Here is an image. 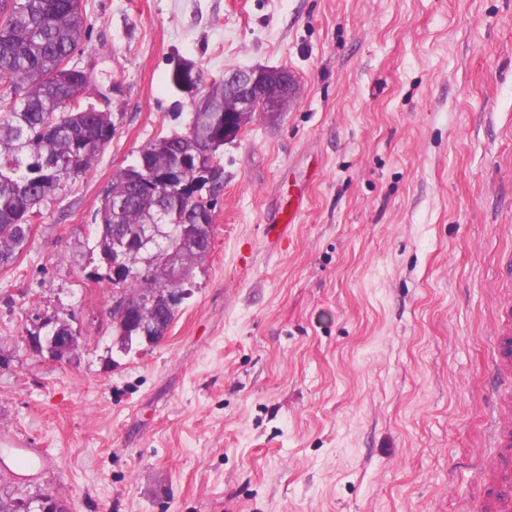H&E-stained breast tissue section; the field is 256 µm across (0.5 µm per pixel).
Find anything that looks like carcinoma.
<instances>
[{
    "mask_svg": "<svg viewBox=\"0 0 512 512\" xmlns=\"http://www.w3.org/2000/svg\"><path fill=\"white\" fill-rule=\"evenodd\" d=\"M89 26L82 0H0V266L14 262L27 245L26 228L40 207L63 186L83 175L112 140L111 114L82 109L74 100L62 109L72 89L58 80L65 60L84 45ZM224 80H216L195 103L183 132L163 136L142 148L135 165L149 172L175 171V181L147 186L120 169L97 210L98 247L107 267L124 260L116 284L129 291L146 331L112 328L121 349L133 338L161 341L175 314L167 297L182 292L196 265L209 252L215 203L203 204L189 188L207 168L221 169L218 143L231 113ZM124 201L114 209V201ZM193 231H188L186 225ZM156 229L157 244L125 250L123 234ZM157 288L166 290L156 307L139 306Z\"/></svg>",
    "mask_w": 512,
    "mask_h": 512,
    "instance_id": "cac0c4a2",
    "label": "carcinoma"
}]
</instances>
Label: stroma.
I'll return each mask as SVG.
<instances>
[{
  "label": "stroma",
  "mask_w": 512,
  "mask_h": 512,
  "mask_svg": "<svg viewBox=\"0 0 512 512\" xmlns=\"http://www.w3.org/2000/svg\"><path fill=\"white\" fill-rule=\"evenodd\" d=\"M112 139L0 266V497L71 512H459L512 247V0H83ZM296 91L219 152L210 251L165 338L120 351L94 231L120 168L184 131L169 76ZM304 207L269 243L289 195ZM249 249L240 266V249ZM67 324L69 359L33 325ZM40 479L13 480L19 446ZM46 326L48 324L38 326L35 332L29 331L27 340L31 348L38 352L46 349L50 355L60 359L73 355L77 346V337L73 336L72 331L55 326L41 336L40 330ZM25 469L15 471V476L23 482H32L39 479L46 467V456L42 448H21Z\"/></svg>",
  "instance_id": "obj_1"
}]
</instances>
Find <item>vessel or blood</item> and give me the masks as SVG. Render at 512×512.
I'll return each instance as SVG.
<instances>
[{
    "label": "vessel or blood",
    "mask_w": 512,
    "mask_h": 512,
    "mask_svg": "<svg viewBox=\"0 0 512 512\" xmlns=\"http://www.w3.org/2000/svg\"><path fill=\"white\" fill-rule=\"evenodd\" d=\"M496 281L502 294L497 321L491 338L489 389L490 412L486 424L487 444L496 464L474 472L473 486L483 490L479 512H512V251L498 261ZM25 467L15 476L23 482L39 479L46 467L43 449L28 448Z\"/></svg>",
    "instance_id": "vessel-or-blood-1"
}]
</instances>
